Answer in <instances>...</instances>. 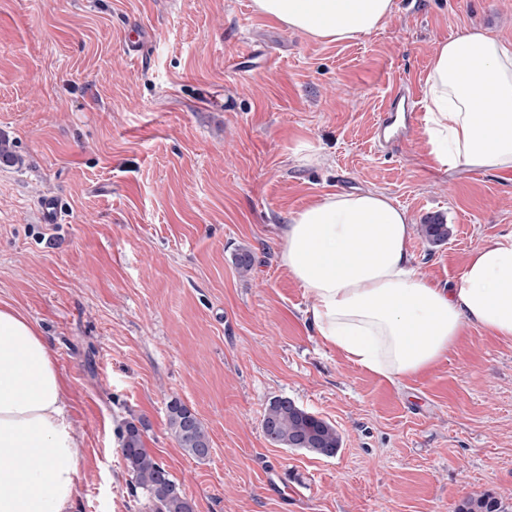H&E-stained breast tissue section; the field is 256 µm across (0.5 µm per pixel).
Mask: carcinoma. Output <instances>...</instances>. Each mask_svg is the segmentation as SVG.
Instances as JSON below:
<instances>
[{
	"mask_svg": "<svg viewBox=\"0 0 512 512\" xmlns=\"http://www.w3.org/2000/svg\"><path fill=\"white\" fill-rule=\"evenodd\" d=\"M420 233L436 244L448 240V225L439 222L420 225ZM169 426L180 447L191 457L203 460L210 455L211 441L202 421L179 399L167 403ZM267 439L281 447L333 457L341 447V436L329 421L297 405L286 397L269 401L263 417ZM122 458L134 488L147 499L148 512H194L193 503L182 485L145 448L141 428L129 422L122 433ZM457 512H505L493 497H469Z\"/></svg>",
	"mask_w": 512,
	"mask_h": 512,
	"instance_id": "cac0c4a2",
	"label": "carcinoma"
}]
</instances>
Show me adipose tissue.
<instances>
[{
	"mask_svg": "<svg viewBox=\"0 0 512 512\" xmlns=\"http://www.w3.org/2000/svg\"><path fill=\"white\" fill-rule=\"evenodd\" d=\"M260 15L315 39L384 27L396 0H253ZM423 136L451 171L512 173V40L467 28L439 43L424 80ZM412 220L378 191L329 193L280 227L279 262L310 296L318 335L390 382L445 358L464 330L512 338V234L474 248L453 287L426 280ZM78 442L44 337L0 307V512H75Z\"/></svg>",
	"mask_w": 512,
	"mask_h": 512,
	"instance_id": "ef3b65f1",
	"label": "adipose tissue"
}]
</instances>
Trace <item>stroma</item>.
Wrapping results in <instances>:
<instances>
[{
  "mask_svg": "<svg viewBox=\"0 0 512 512\" xmlns=\"http://www.w3.org/2000/svg\"><path fill=\"white\" fill-rule=\"evenodd\" d=\"M396 4L381 29L336 43L252 0H0V141L14 156L0 163V305L41 331L66 381L77 512H147L120 453L138 420L194 512H457L487 494L512 512V338L467 330L393 384L318 336L277 261L276 225L333 192L440 218L445 243L416 232L409 248L444 285L512 233V178L434 165L417 128L395 150L374 137L392 93L423 92L440 41L469 27L512 40V0ZM130 19L157 37L139 59L123 51ZM46 196L62 223L43 222ZM276 396L334 424L336 455L268 442ZM173 397L209 432L206 459L172 435ZM276 469L287 494L267 487Z\"/></svg>",
  "mask_w": 512,
  "mask_h": 512,
  "instance_id": "35a3bbf8",
  "label": "stroma"
}]
</instances>
